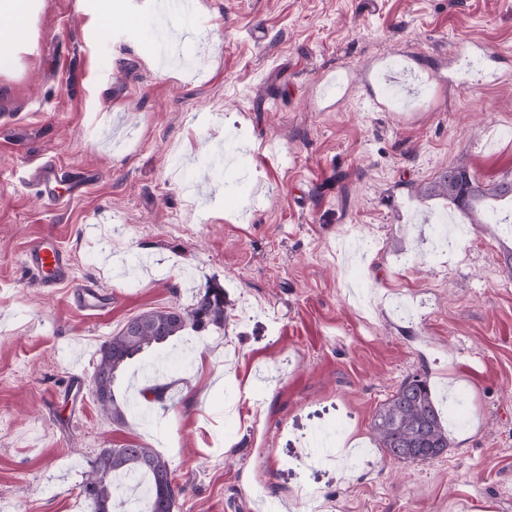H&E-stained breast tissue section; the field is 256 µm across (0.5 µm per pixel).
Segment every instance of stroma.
Listing matches in <instances>:
<instances>
[{
  "label": "stroma",
  "mask_w": 512,
  "mask_h": 512,
  "mask_svg": "<svg viewBox=\"0 0 512 512\" xmlns=\"http://www.w3.org/2000/svg\"><path fill=\"white\" fill-rule=\"evenodd\" d=\"M471 53L496 81L451 82ZM400 55L426 97L370 110ZM43 164L90 181L43 199ZM459 164L512 178V0H35L0 65V512H91L92 461L129 444L168 459L173 512H512V211L477 226L419 195ZM46 234L104 309L24 267ZM216 285L223 328L150 356L164 403L103 415L101 345ZM416 373L451 445L399 462L371 422Z\"/></svg>",
  "instance_id": "1"
}]
</instances>
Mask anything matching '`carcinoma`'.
Wrapping results in <instances>:
<instances>
[{
	"instance_id": "obj_1",
	"label": "carcinoma",
	"mask_w": 512,
	"mask_h": 512,
	"mask_svg": "<svg viewBox=\"0 0 512 512\" xmlns=\"http://www.w3.org/2000/svg\"><path fill=\"white\" fill-rule=\"evenodd\" d=\"M426 197H442L462 211L472 224H482L484 205L496 197L512 198V180L504 178L492 185L478 182L464 165L443 171L433 182L419 189ZM227 319L224 289L208 288L189 309L149 310L132 321L134 335L121 328L99 350L93 393L100 410L120 423L124 412L116 392L128 367L157 350L186 329L224 327ZM378 447L391 459L401 462L432 460L449 448L429 382L422 374L407 377L376 411L371 424ZM121 476L135 484L148 485L146 509L139 512H171L176 494L169 462L150 448H106L87 473L82 494L92 512H121L114 482Z\"/></svg>"
}]
</instances>
